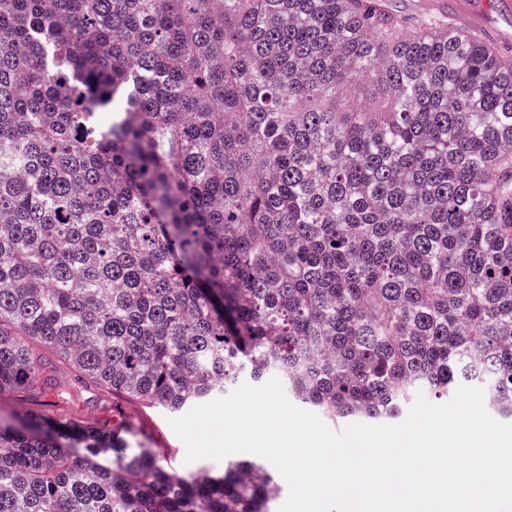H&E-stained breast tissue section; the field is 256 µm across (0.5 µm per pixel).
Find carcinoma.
<instances>
[{"label": "carcinoma", "instance_id": "cac0c4a2", "mask_svg": "<svg viewBox=\"0 0 512 512\" xmlns=\"http://www.w3.org/2000/svg\"><path fill=\"white\" fill-rule=\"evenodd\" d=\"M46 351L171 411L278 372L333 422L512 418V55L382 0H0V394L40 406L0 512H273L60 412Z\"/></svg>", "mask_w": 512, "mask_h": 512}]
</instances>
